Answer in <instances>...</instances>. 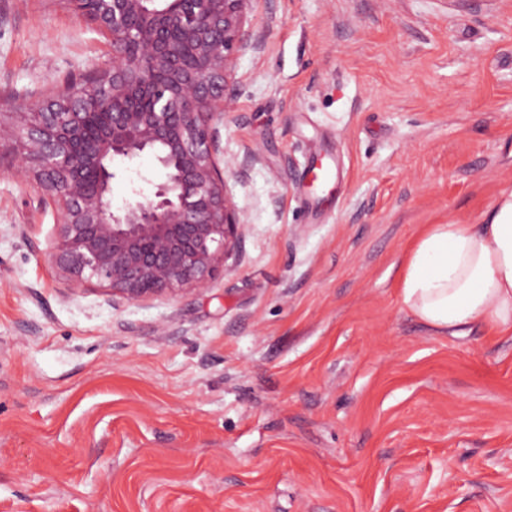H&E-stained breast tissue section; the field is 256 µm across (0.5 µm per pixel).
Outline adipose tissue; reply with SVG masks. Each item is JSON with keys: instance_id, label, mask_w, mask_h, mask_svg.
<instances>
[{"instance_id": "obj_1", "label": "adipose tissue", "mask_w": 512, "mask_h": 512, "mask_svg": "<svg viewBox=\"0 0 512 512\" xmlns=\"http://www.w3.org/2000/svg\"><path fill=\"white\" fill-rule=\"evenodd\" d=\"M399 295L438 333L487 319L512 339V194L479 224H429L408 249Z\"/></svg>"}]
</instances>
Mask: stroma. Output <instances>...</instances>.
I'll use <instances>...</instances> for the list:
<instances>
[{"label":"stroma","mask_w":512,"mask_h":512,"mask_svg":"<svg viewBox=\"0 0 512 512\" xmlns=\"http://www.w3.org/2000/svg\"><path fill=\"white\" fill-rule=\"evenodd\" d=\"M250 20L221 130L247 224L211 288L71 290L56 208L0 153V512H512V340L434 333L397 287L425 225L512 192V0ZM111 59L65 0H0V113Z\"/></svg>","instance_id":"stroma-1"}]
</instances>
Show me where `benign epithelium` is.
<instances>
[{
  "instance_id": "obj_1",
  "label": "benign epithelium",
  "mask_w": 512,
  "mask_h": 512,
  "mask_svg": "<svg viewBox=\"0 0 512 512\" xmlns=\"http://www.w3.org/2000/svg\"><path fill=\"white\" fill-rule=\"evenodd\" d=\"M112 43V65L80 87L0 116V149L58 203L50 258L74 290L129 302L174 299L232 272L245 219L228 195L220 125L234 110L236 53L262 47L251 0H66ZM143 154L113 203L114 164ZM151 184L146 193L136 181ZM136 171H140L153 181H159L163 177L162 172L157 168L153 157L150 155H143L131 164L116 165L117 176L112 183L114 204L120 205L128 197L129 181L136 176Z\"/></svg>"
}]
</instances>
